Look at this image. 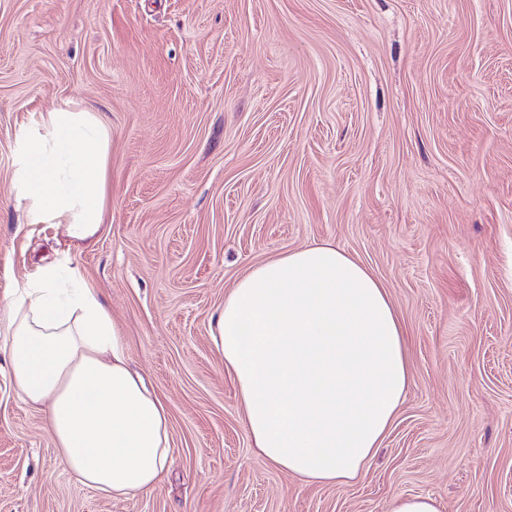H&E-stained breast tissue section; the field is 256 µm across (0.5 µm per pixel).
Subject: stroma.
I'll return each instance as SVG.
<instances>
[{
	"instance_id": "35a3bbf8",
	"label": "stroma",
	"mask_w": 512,
	"mask_h": 512,
	"mask_svg": "<svg viewBox=\"0 0 512 512\" xmlns=\"http://www.w3.org/2000/svg\"><path fill=\"white\" fill-rule=\"evenodd\" d=\"M65 101L112 130L85 242L15 184ZM323 242L387 289L411 374L336 485L252 448L210 338L251 267ZM54 264L100 289L173 464L134 499L82 485L0 353V512H512V0H0V302ZM389 512H440L437 500L431 496H398Z\"/></svg>"
}]
</instances>
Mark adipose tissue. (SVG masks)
I'll return each mask as SVG.
<instances>
[{
    "instance_id": "1",
    "label": "adipose tissue",
    "mask_w": 512,
    "mask_h": 512,
    "mask_svg": "<svg viewBox=\"0 0 512 512\" xmlns=\"http://www.w3.org/2000/svg\"><path fill=\"white\" fill-rule=\"evenodd\" d=\"M111 131L100 112L43 113L16 171L31 224L86 239L105 222ZM55 268L0 304V352L22 400L45 409L62 461L85 486L133 499L172 461L167 408L128 361L122 327L98 288ZM232 373L255 448L304 480L355 479L379 448L409 382L404 331L389 294L329 244L251 268L211 330Z\"/></svg>"
}]
</instances>
